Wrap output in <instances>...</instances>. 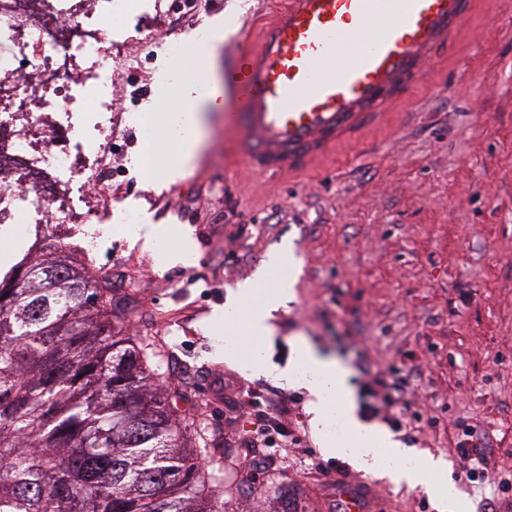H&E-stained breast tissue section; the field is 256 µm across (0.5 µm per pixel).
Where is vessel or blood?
Listing matches in <instances>:
<instances>
[{
    "label": "vessel or blood",
    "instance_id": "1",
    "mask_svg": "<svg viewBox=\"0 0 512 512\" xmlns=\"http://www.w3.org/2000/svg\"><path fill=\"white\" fill-rule=\"evenodd\" d=\"M480 0H282L224 67L228 163L294 175L383 127ZM375 35H368L370 26Z\"/></svg>",
    "mask_w": 512,
    "mask_h": 512
}]
</instances>
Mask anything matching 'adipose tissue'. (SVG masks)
Wrapping results in <instances>:
<instances>
[{"label": "adipose tissue", "mask_w": 512, "mask_h": 512, "mask_svg": "<svg viewBox=\"0 0 512 512\" xmlns=\"http://www.w3.org/2000/svg\"><path fill=\"white\" fill-rule=\"evenodd\" d=\"M188 77L178 85L161 83L162 95L179 99L175 112H150L146 123L150 135L145 141L148 151L164 153L166 161L147 169L149 178L176 180L199 156L205 141L206 115L220 111L223 100L217 90H201L199 82L206 79L213 68L212 61L193 58L184 65ZM266 270H258L253 279L240 285L232 299L224 305V333L246 337L251 354L244 362L245 370L272 376L284 382L305 378L317 397L311 408L312 422L320 437L321 446L332 456H344L357 466L380 472L396 485L422 486L436 498L449 503L452 512H464L465 504L458 498L452 485L430 482L431 474L444 469L441 459L427 454L417 463H408V449L382 433L358 421L352 414V395L345 385L346 371L337 362L317 356L309 346L296 349L292 366L279 368L268 363L261 345L272 335L273 320L280 309L292 301V280L283 281L277 288L261 291L260 284ZM338 406L346 424L345 436L333 435L329 428L331 406Z\"/></svg>", "instance_id": "1"}]
</instances>
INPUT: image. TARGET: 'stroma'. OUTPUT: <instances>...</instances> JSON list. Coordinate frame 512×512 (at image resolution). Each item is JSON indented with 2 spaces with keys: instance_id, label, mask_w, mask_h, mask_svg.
<instances>
[{
  "instance_id": "obj_1",
  "label": "stroma",
  "mask_w": 512,
  "mask_h": 512,
  "mask_svg": "<svg viewBox=\"0 0 512 512\" xmlns=\"http://www.w3.org/2000/svg\"><path fill=\"white\" fill-rule=\"evenodd\" d=\"M156 16L155 0L130 9L113 51L112 235L87 243L83 225L65 224L64 243L106 277L150 365L185 418L198 463L211 478L224 512H334L340 485L364 489L370 512H438L424 487L398 486L348 459L326 455L310 423L313 395L243 371L227 354L217 312L237 285L253 276L275 248H290L296 298L277 313L266 355L292 362L298 345L338 360L355 403L365 378L358 365L418 373L403 401L418 422L393 438L413 454L448 462L435 482L453 484L467 512H512V492L460 476L458 421L481 433L489 474L512 473V0H484L464 37L439 56L395 117L365 143L342 148L323 169L293 179H269L226 169L230 143L224 115H208L205 146L176 181H150L133 165L143 144L140 115L167 111L156 85L172 61L165 44L185 39L213 18L233 16L213 50V80L237 51L236 31L269 14L277 0H204L195 14ZM152 25L163 37L143 51L135 34ZM172 228L159 248L131 243L124 212ZM188 243L189 265L167 266L162 254ZM221 365L222 403L207 394ZM271 389L291 399L290 418L321 476L288 470L285 491L237 457L250 409L224 423L226 401L239 388Z\"/></svg>"
}]
</instances>
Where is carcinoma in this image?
I'll return each instance as SVG.
<instances>
[{
	"label": "carcinoma",
	"instance_id": "cac0c4a2",
	"mask_svg": "<svg viewBox=\"0 0 512 512\" xmlns=\"http://www.w3.org/2000/svg\"><path fill=\"white\" fill-rule=\"evenodd\" d=\"M110 282L37 227L0 279V512H221Z\"/></svg>",
	"mask_w": 512,
	"mask_h": 512
}]
</instances>
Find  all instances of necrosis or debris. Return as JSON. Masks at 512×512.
<instances>
[{"label":"necrosis or debris","instance_id":"4bbe7bcc","mask_svg":"<svg viewBox=\"0 0 512 512\" xmlns=\"http://www.w3.org/2000/svg\"><path fill=\"white\" fill-rule=\"evenodd\" d=\"M129 0H0V224H108L114 26Z\"/></svg>","mask_w":512,"mask_h":512}]
</instances>
